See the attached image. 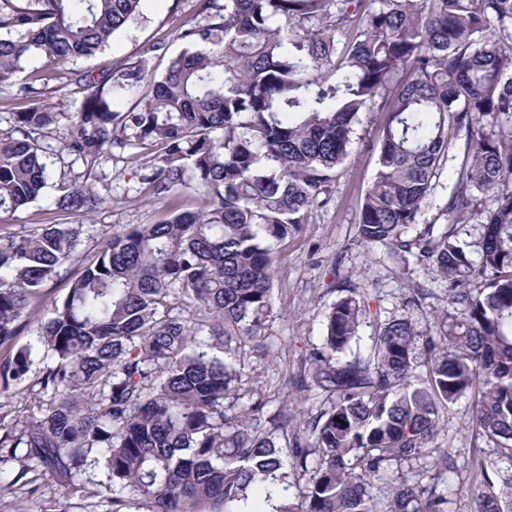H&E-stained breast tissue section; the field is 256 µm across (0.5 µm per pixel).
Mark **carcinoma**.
Here are the masks:
<instances>
[{
    "mask_svg": "<svg viewBox=\"0 0 512 512\" xmlns=\"http://www.w3.org/2000/svg\"><path fill=\"white\" fill-rule=\"evenodd\" d=\"M141 3L0 0V93L15 86L18 100L0 132V214L51 186L56 210L92 214L107 201L97 169L118 154L137 163L139 192L202 203L131 224L92 258L81 224L0 238V347L61 269H81L41 326L54 364L40 385L53 403L0 448L23 446L60 475L99 448L112 484L144 512H444L443 406L470 396L471 430L512 461V0H201L200 20L179 33L188 48L159 76L146 56L77 72L86 95L68 116L43 104L62 87L37 73L16 85L34 57L59 69L96 55ZM132 90L135 106L114 110ZM375 103L386 118L358 237L432 266L448 306L429 333L379 319L363 344L369 307L351 289L309 357L328 409L299 423L283 409L257 430L262 402L239 405L240 370L209 349L260 334L276 245L330 195ZM52 155L63 167L55 183ZM458 157L445 224L405 237ZM468 224L480 227L476 262L461 239ZM170 297L198 320L171 316ZM31 354L0 361V393ZM405 463L378 495L380 473ZM471 467L472 512H512V475L480 457Z\"/></svg>",
    "mask_w": 512,
    "mask_h": 512,
    "instance_id": "obj_1",
    "label": "carcinoma"
}]
</instances>
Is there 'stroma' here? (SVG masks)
<instances>
[{
    "label": "stroma",
    "instance_id": "35a3bbf8",
    "mask_svg": "<svg viewBox=\"0 0 512 512\" xmlns=\"http://www.w3.org/2000/svg\"><path fill=\"white\" fill-rule=\"evenodd\" d=\"M197 8L198 0H144L140 17L116 34L102 53L79 60L78 69L119 68L146 53L156 71L164 72L185 50L179 29ZM384 120L381 112L361 114L350 153L336 171L329 201L315 203L301 231L278 246L273 308L260 337L217 352L219 358L242 368V404L263 400V412L256 417L260 429H267L268 417L283 409L300 419L328 407L325 395L300 390L299 385L308 375L306 356L322 344L326 313L349 289L363 291L371 307L381 308L389 317L409 318L422 331L428 329L433 311L447 305L448 287L431 266L382 244L365 245L357 237L362 199L376 173L372 146ZM132 173V167L124 163L102 162L98 188L112 197V204L93 215L77 217L56 212L47 196L1 220L0 236L31 235L52 221L80 223L85 228L81 249L90 253L97 250L102 231L116 233L129 224L155 223L162 216V205L134 193ZM75 274V268L62 269L45 287L37 317L11 346L0 347V359L12 349L33 350L25 380L0 395V435L40 419L50 407V394L39 386L47 362L38 336L55 302L68 293ZM412 283L425 290L414 304L407 301ZM471 412L470 399L463 397L442 413L443 429L436 445L449 449L455 459L437 486L446 499L445 512H471L466 493L470 464L476 457L493 455L490 444L474 437ZM73 479L83 485V492H70L69 484L29 458L25 448H1L0 483L8 490L0 494V512H113L112 496L104 491L110 477L100 451H92L74 469Z\"/></svg>",
    "mask_w": 512,
    "mask_h": 512
}]
</instances>
